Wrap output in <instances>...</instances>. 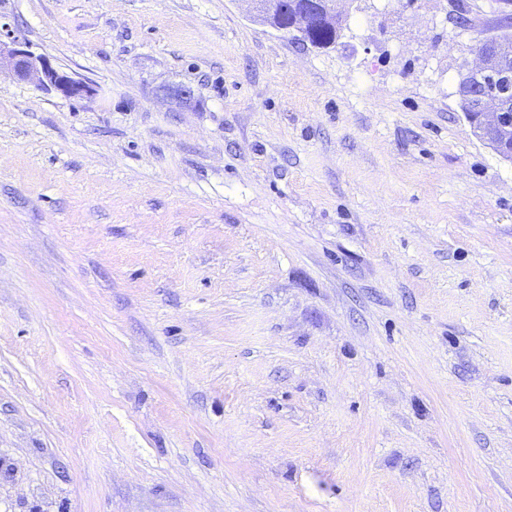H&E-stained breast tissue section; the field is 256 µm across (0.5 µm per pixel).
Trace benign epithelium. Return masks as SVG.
I'll return each mask as SVG.
<instances>
[{
  "label": "benign epithelium",
  "instance_id": "1",
  "mask_svg": "<svg viewBox=\"0 0 512 512\" xmlns=\"http://www.w3.org/2000/svg\"><path fill=\"white\" fill-rule=\"evenodd\" d=\"M255 18L273 30L296 36L304 35L316 18L307 12H298L293 17L284 15L281 0H252ZM479 64L468 70V77L509 75L512 73V33L498 36L491 47L480 43L476 47ZM9 70L18 80L29 82L46 92L55 91L68 98H81L93 94L85 82L77 80L59 70L42 55L28 49L26 41L18 35L0 37V70ZM470 82L461 80L458 95L463 102L475 101L476 114L470 126L473 134L501 150L499 131L512 132V103L491 93H473Z\"/></svg>",
  "mask_w": 512,
  "mask_h": 512
}]
</instances>
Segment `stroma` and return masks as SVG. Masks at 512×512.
<instances>
[{"label": "stroma", "mask_w": 512, "mask_h": 512, "mask_svg": "<svg viewBox=\"0 0 512 512\" xmlns=\"http://www.w3.org/2000/svg\"><path fill=\"white\" fill-rule=\"evenodd\" d=\"M343 10L0 0V512H512L497 2ZM254 3L255 18L273 30L296 36L304 35L315 23L316 18L307 12L296 13L288 22V14L283 15L285 8L281 6V0H252ZM336 0H321V15L327 20L336 21ZM340 22L336 25L320 18L309 32L312 42L334 43L339 38ZM475 52L480 62L468 70L469 81H466V79L461 80V84L458 85V95L461 102H472L473 99L476 101L475 107L478 112L462 105L464 112L476 113L470 123L473 134L489 142L498 152H501V141L498 131L502 132L503 129L505 131L509 130L512 137L511 102L491 94V92L512 97V89L510 93L509 85L504 80L487 77L482 83H476L478 85L476 93L481 94H474V87L470 84L473 78L478 79L481 75L495 76L499 72L502 75H511V31L510 33L505 32L499 35L496 42L490 48H487L482 43L478 44ZM9 70L19 81L29 82L46 92L55 91L64 97L81 98L93 94V89L81 80L59 70L42 55L28 49L26 41L18 35L0 34V72Z\"/></svg>", "instance_id": "obj_1"}]
</instances>
